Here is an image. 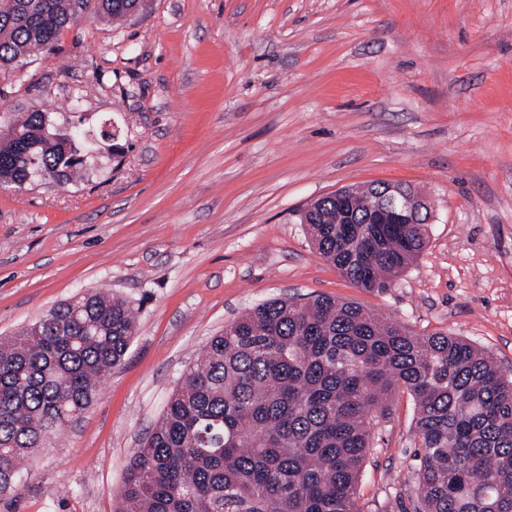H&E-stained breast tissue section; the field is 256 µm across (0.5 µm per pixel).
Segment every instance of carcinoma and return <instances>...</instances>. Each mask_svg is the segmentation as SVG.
<instances>
[{
    "mask_svg": "<svg viewBox=\"0 0 512 512\" xmlns=\"http://www.w3.org/2000/svg\"><path fill=\"white\" fill-rule=\"evenodd\" d=\"M121 21L141 0H0V68L51 51L88 9ZM46 112L0 114V178L70 182L82 165ZM309 203L315 251L353 285L385 292L423 252L425 224H368L374 189ZM136 332L130 303L101 291L0 339V493L83 412ZM416 405L420 512H512V379L469 340L415 336L350 302L272 299L213 336L137 449L117 512H360L373 416Z\"/></svg>",
    "mask_w": 512,
    "mask_h": 512,
    "instance_id": "cac0c4a2",
    "label": "carcinoma"
}]
</instances>
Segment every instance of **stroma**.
Segmentation results:
<instances>
[{
	"label": "stroma",
	"mask_w": 512,
	"mask_h": 512,
	"mask_svg": "<svg viewBox=\"0 0 512 512\" xmlns=\"http://www.w3.org/2000/svg\"><path fill=\"white\" fill-rule=\"evenodd\" d=\"M0 109L112 122L125 152L81 184L0 187V338L95 289L138 308L91 406L0 512H114L181 374L246 309L319 295L447 333L512 374V0H144L85 15L0 75ZM428 198L427 246L394 288H356L302 212L363 183ZM416 411L376 414L361 512H416Z\"/></svg>",
	"instance_id": "1"
}]
</instances>
